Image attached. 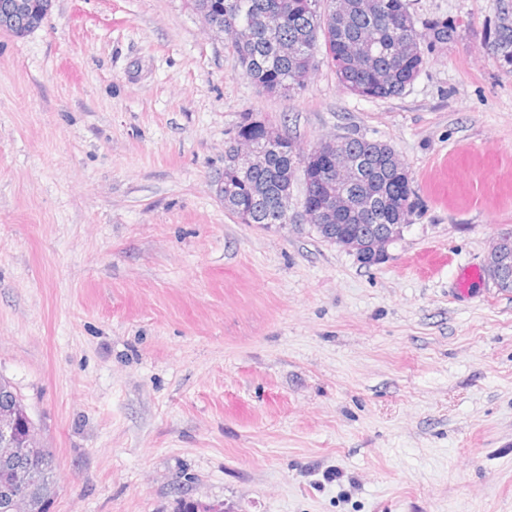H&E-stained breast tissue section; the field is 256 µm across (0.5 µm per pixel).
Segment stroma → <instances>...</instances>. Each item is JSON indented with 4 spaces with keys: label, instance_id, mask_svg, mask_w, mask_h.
<instances>
[{
    "label": "stroma",
    "instance_id": "1",
    "mask_svg": "<svg viewBox=\"0 0 512 512\" xmlns=\"http://www.w3.org/2000/svg\"><path fill=\"white\" fill-rule=\"evenodd\" d=\"M409 7L424 64L384 100L322 57L259 90L189 0H53L0 32V376L51 512H512V292L456 288L512 229L499 4ZM246 112L303 152L396 151L415 207L384 263L225 209Z\"/></svg>",
    "mask_w": 512,
    "mask_h": 512
}]
</instances>
